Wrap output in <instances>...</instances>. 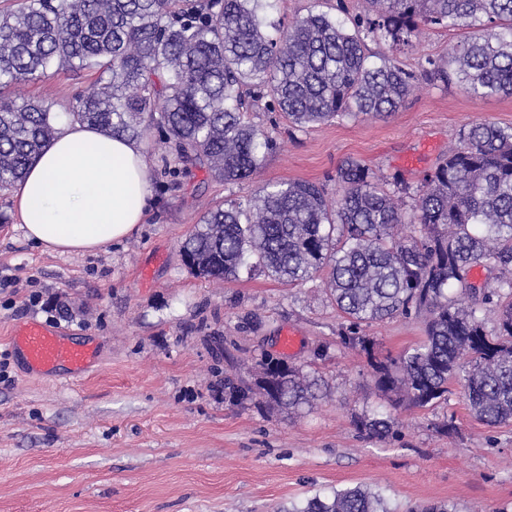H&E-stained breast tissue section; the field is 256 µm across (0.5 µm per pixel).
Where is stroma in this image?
Listing matches in <instances>:
<instances>
[{
    "mask_svg": "<svg viewBox=\"0 0 512 512\" xmlns=\"http://www.w3.org/2000/svg\"><path fill=\"white\" fill-rule=\"evenodd\" d=\"M270 3V19L285 25L311 11L347 24L365 10L364 0ZM466 34L423 31L401 59L417 67ZM93 81L86 72H50L18 91L63 112ZM248 119L271 131L276 146L236 184L193 169L181 188L169 186L156 167L168 146L149 132L142 144L153 202L145 221L94 252L42 251L18 227L10 192H0V512H286L354 486L380 492L397 512L439 503L512 512V423L489 428L472 419L457 384L446 405L398 411L386 439L360 434L354 415L381 400L364 354L341 342L346 322L323 278L288 286L245 268L231 283L204 279L181 251L215 204L249 205L266 183L315 181L335 197L336 170L349 158L386 185L419 186L470 123L512 127V97L425 85L384 118L301 130L275 112ZM28 320L93 341L96 365L77 383L30 374L9 345L11 330ZM285 329L300 334L291 353L280 346ZM365 332L397 353L419 341L423 325L399 317ZM269 356L321 376L326 397L297 417L255 398L230 399L225 377L253 385ZM449 414L457 426L450 437L432 428Z\"/></svg>",
    "mask_w": 512,
    "mask_h": 512,
    "instance_id": "1",
    "label": "stroma"
}]
</instances>
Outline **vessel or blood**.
Here are the masks:
<instances>
[{
  "mask_svg": "<svg viewBox=\"0 0 512 512\" xmlns=\"http://www.w3.org/2000/svg\"><path fill=\"white\" fill-rule=\"evenodd\" d=\"M10 348L36 374L62 371L77 377L87 372L97 359L95 344L74 342L63 330L39 321L14 328Z\"/></svg>",
  "mask_w": 512,
  "mask_h": 512,
  "instance_id": "obj_1",
  "label": "vessel or blood"
}]
</instances>
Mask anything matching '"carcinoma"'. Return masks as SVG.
I'll return each instance as SVG.
<instances>
[{
  "label": "carcinoma",
  "instance_id": "cac0c4a2",
  "mask_svg": "<svg viewBox=\"0 0 512 512\" xmlns=\"http://www.w3.org/2000/svg\"><path fill=\"white\" fill-rule=\"evenodd\" d=\"M266 0H22L0 11V190L22 180L58 132L60 115L11 92L37 74L69 69L96 75L65 115L108 136L139 140L154 129L178 165L235 184L261 169L272 134L246 112L270 98L298 129L397 111L420 82L458 85L475 97L512 96V0H366L353 29L324 12L287 27L261 14ZM477 34L420 69L398 58L371 60L370 42L395 52L427 28ZM339 197L322 186L280 181L243 209H210L182 244L202 278L235 279L253 265L293 285L319 274L349 322L343 343L364 352L376 391L391 410L355 416L357 430L387 436L403 408L434 409L464 386L470 416L512 422V128L470 124L420 186L385 190L370 166L348 159L336 172ZM413 193L408 205L403 196ZM408 224L419 234L405 233ZM475 266L500 271L478 287ZM496 314L495 332L484 314ZM422 319L424 336L396 355L364 327L398 316ZM318 379L280 359L260 363L255 387L228 376L240 401L254 394L290 414L315 398ZM288 512H392L361 486L306 499Z\"/></svg>",
  "mask_w": 512,
  "mask_h": 512
}]
</instances>
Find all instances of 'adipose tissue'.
<instances>
[{
    "label": "adipose tissue",
    "instance_id": "1",
    "mask_svg": "<svg viewBox=\"0 0 512 512\" xmlns=\"http://www.w3.org/2000/svg\"><path fill=\"white\" fill-rule=\"evenodd\" d=\"M12 194L19 226L37 247L93 252L143 223L151 173L142 143L65 122Z\"/></svg>",
    "mask_w": 512,
    "mask_h": 512
}]
</instances>
